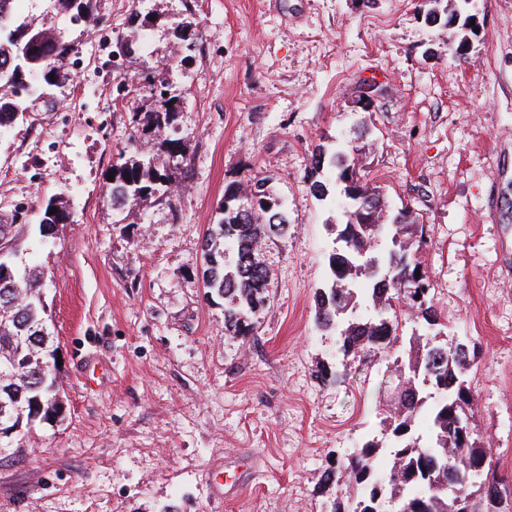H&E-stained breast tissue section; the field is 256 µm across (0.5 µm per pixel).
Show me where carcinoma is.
<instances>
[{
	"instance_id": "carcinoma-1",
	"label": "carcinoma",
	"mask_w": 512,
	"mask_h": 512,
	"mask_svg": "<svg viewBox=\"0 0 512 512\" xmlns=\"http://www.w3.org/2000/svg\"><path fill=\"white\" fill-rule=\"evenodd\" d=\"M0 0V128L9 127L29 112H49L55 105L54 88L70 81L71 57L79 54L78 43L66 38L62 29L18 20L16 7ZM57 14L77 25L97 19V0H51ZM153 98L141 125L152 134H163L165 151L140 152L112 166L109 183L112 208L135 209L145 202L176 205L172 186L174 173L184 159L180 139L170 137L177 129L182 107L173 97H164L163 85L150 77L140 86ZM343 153L331 152L318 144L311 151V170L319 175L329 169L340 178L349 164ZM361 192L377 202L375 224L363 223L354 204L344 208V222L338 231L337 247L328 257L323 287L315 292L318 326L339 331L343 358H356L374 349L391 351L390 380L395 382L394 406L382 420L393 437L391 468L377 467L380 448L368 441L336 463L326 481L355 489L346 502L334 504L333 512H374L375 487L398 499L402 512H454L448 493L440 490L453 482L468 500L469 512H512V481L498 473L497 463L474 432L459 435V426L472 419L474 394L466 375L471 366L470 350L412 343L397 346L399 321L396 308H408L428 326L438 325L430 295L420 302L409 297L401 282L420 278L429 283L422 270L415 243L423 240L424 225L417 224L414 210L389 217L384 213L380 193L361 183ZM253 188V204L244 214L237 209V196ZM56 212L48 214L51 208ZM222 218L207 228L203 241L202 281L208 293L224 298V329L229 336L246 339L253 334V317L266 306L268 273L258 260L260 244L283 235L288 214L270 190L269 179L257 174L233 181L224 189L219 205ZM69 215L62 201L49 200L34 233L42 238ZM27 229L0 224V268H10L13 278L0 283V426L13 429L15 447L23 443L18 429L35 419L49 420L59 413V379L45 370L50 349L48 317L40 293L41 276L33 269H21L9 261ZM386 237L384 251L370 254L374 239ZM420 275H415V271ZM427 412V432L414 426L422 409Z\"/></svg>"
}]
</instances>
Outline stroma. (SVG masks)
Returning <instances> with one entry per match:
<instances>
[{"label":"stroma","instance_id":"stroma-1","mask_svg":"<svg viewBox=\"0 0 512 512\" xmlns=\"http://www.w3.org/2000/svg\"><path fill=\"white\" fill-rule=\"evenodd\" d=\"M156 10L146 38L128 24ZM100 32L134 51L84 53L57 107L0 132V224H38L63 199L71 223L30 233L16 265L44 273L61 354L58 419L35 421L22 458L0 455V512H332L324 473L365 442L388 446L387 360L342 361L316 323L340 196L310 191L314 145L358 151V175L389 211L412 205L439 324L407 310L399 332L474 345L471 426L512 477V0H470L480 27L431 28L422 0H97ZM201 38L167 68L185 10ZM150 71L183 103L187 168L176 210H113L106 182L143 137L148 96L119 97ZM269 177L288 212L266 242V307L249 341L224 334L207 298L202 244L224 187ZM340 371L322 381L324 369Z\"/></svg>","mask_w":512,"mask_h":512}]
</instances>
